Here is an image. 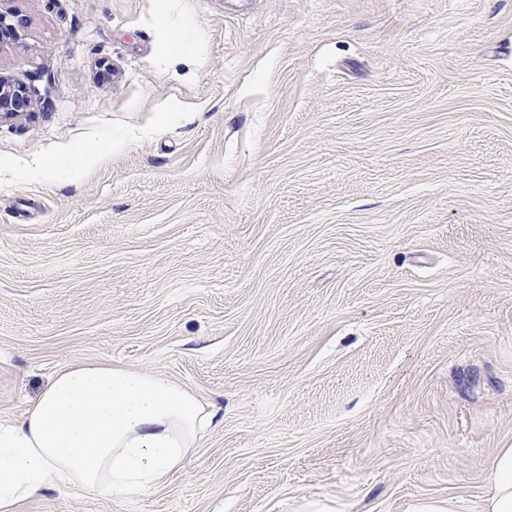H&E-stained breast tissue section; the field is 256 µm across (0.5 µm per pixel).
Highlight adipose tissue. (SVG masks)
I'll list each match as a JSON object with an SVG mask.
<instances>
[{
  "label": "adipose tissue",
  "instance_id": "ef3b65f1",
  "mask_svg": "<svg viewBox=\"0 0 512 512\" xmlns=\"http://www.w3.org/2000/svg\"><path fill=\"white\" fill-rule=\"evenodd\" d=\"M123 145L93 132L63 163L15 167L70 182L86 161ZM217 418L214 405L164 376L107 362L64 366L21 418L0 421V512H22L45 491L74 485L107 498L164 485ZM490 476L484 512H512V448L494 457Z\"/></svg>",
  "mask_w": 512,
  "mask_h": 512
}]
</instances>
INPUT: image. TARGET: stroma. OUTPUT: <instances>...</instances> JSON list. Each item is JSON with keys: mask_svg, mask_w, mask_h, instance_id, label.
<instances>
[{"mask_svg": "<svg viewBox=\"0 0 512 512\" xmlns=\"http://www.w3.org/2000/svg\"><path fill=\"white\" fill-rule=\"evenodd\" d=\"M0 420L54 373L224 418L163 486L24 512H482L512 448V0H0ZM191 25L202 55L169 53ZM173 101L194 118L164 119ZM74 182L18 177L89 132ZM31 106L26 87L0 75V119L17 117Z\"/></svg>", "mask_w": 512, "mask_h": 512, "instance_id": "35a3bbf8", "label": "stroma"}]
</instances>
